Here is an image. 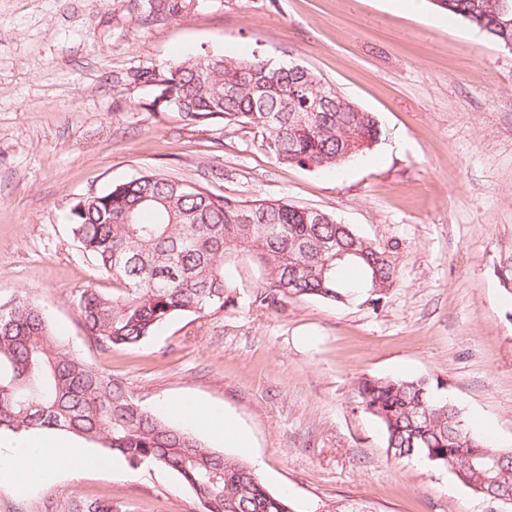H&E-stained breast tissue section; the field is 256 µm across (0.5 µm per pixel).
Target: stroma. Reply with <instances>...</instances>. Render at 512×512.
<instances>
[{
  "label": "stroma",
  "mask_w": 512,
  "mask_h": 512,
  "mask_svg": "<svg viewBox=\"0 0 512 512\" xmlns=\"http://www.w3.org/2000/svg\"><path fill=\"white\" fill-rule=\"evenodd\" d=\"M0 0V304L23 295L83 360L142 407L222 409L266 488L294 512H512L448 468L388 453L359 396L368 378H441L466 430L512 449V51L431 0ZM298 63L371 112L372 150L334 169L282 165L248 128L152 108L138 71L201 54ZM145 171L241 200L331 213L385 249L382 300L256 299L260 266L224 270L235 307L172 318L145 342L99 350L77 310L108 290L73 241L74 201ZM198 512L172 470L144 463L61 475L0 512Z\"/></svg>",
  "instance_id": "obj_1"
}]
</instances>
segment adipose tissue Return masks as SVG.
<instances>
[{
    "mask_svg": "<svg viewBox=\"0 0 512 512\" xmlns=\"http://www.w3.org/2000/svg\"><path fill=\"white\" fill-rule=\"evenodd\" d=\"M165 407L186 425L205 428L237 448L247 445L235 422L208 405L172 400L166 402ZM112 466V460L65 437L28 435L0 442V485L19 490L50 484L68 471L109 469Z\"/></svg>",
    "mask_w": 512,
    "mask_h": 512,
    "instance_id": "1",
    "label": "adipose tissue"
}]
</instances>
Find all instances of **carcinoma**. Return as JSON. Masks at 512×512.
<instances>
[{
    "mask_svg": "<svg viewBox=\"0 0 512 512\" xmlns=\"http://www.w3.org/2000/svg\"><path fill=\"white\" fill-rule=\"evenodd\" d=\"M437 8L512 48V0H442ZM136 79L152 87L158 110L179 112L190 124L247 126L257 148L284 165L334 168L380 139L372 113L330 85L310 111L322 79L300 65L213 54L186 57L163 74L146 69ZM230 80L237 85L231 96ZM167 89L173 101L159 102ZM244 214L253 223H240ZM70 233L112 280V290L87 288L78 300L102 351L138 345L175 315L232 306L236 285L224 274L232 247L260 265V298L269 305L290 292L342 303L351 295L349 269L376 304L395 276L385 250L331 215L315 224L305 207L217 196L160 172L79 198ZM443 389L439 378H374L362 382L360 394L394 457L426 459L486 497H512V450L490 448L465 431ZM34 430L68 433L131 466L161 464L189 487L200 512H292L249 465L142 408L123 383L77 357L42 309L18 296L0 307V431Z\"/></svg>",
    "mask_w": 512,
    "mask_h": 512,
    "instance_id": "carcinoma-1",
    "label": "carcinoma"
}]
</instances>
